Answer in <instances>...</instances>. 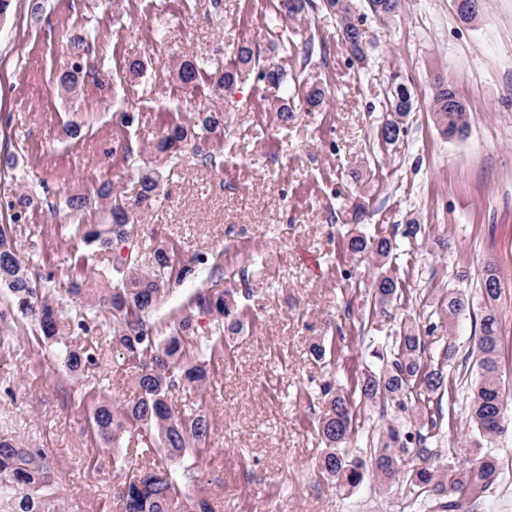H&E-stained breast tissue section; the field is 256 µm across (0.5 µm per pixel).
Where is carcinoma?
<instances>
[{
	"label": "carcinoma",
	"mask_w": 512,
	"mask_h": 512,
	"mask_svg": "<svg viewBox=\"0 0 512 512\" xmlns=\"http://www.w3.org/2000/svg\"><path fill=\"white\" fill-rule=\"evenodd\" d=\"M351 4L352 0H320V7L339 20L340 40L348 54L361 62L366 58V49L359 18L351 16ZM367 6L374 18L384 20L396 15L400 0H367ZM312 7L313 0H280V11L288 17ZM246 68L257 70L261 81L288 88V69L283 65H261L259 56L248 45L240 47L236 60L224 67L217 86L234 84ZM98 71V62L86 52L60 73L58 83L70 93L78 84L96 79ZM204 72L205 63L182 61L177 79L185 87H196ZM415 105L412 89L399 74H394L378 140L387 145L397 143L405 134V119ZM431 110L444 137L468 138L466 107L444 79L434 86ZM225 128L223 110L196 112L190 120L170 126L154 143L153 150L177 159L191 148L203 164L217 169L222 165L219 143ZM159 188L158 175L142 172L138 192L130 203L106 180L97 189L96 203L109 208L111 223L60 225L64 240L93 244L110 255L109 266L97 274L96 282L75 279L61 290L51 279L22 263L14 244L13 224L38 209L54 216L61 212L72 214L86 207L87 198L76 194L61 202L58 194L45 185L39 194L22 185L12 189L6 200L11 223L0 224V287L20 313L35 317L38 344L52 347L55 356L62 359L60 381L89 374L114 349L122 352L134 369L137 399L124 408L117 409L109 393L95 382L87 384L83 396L91 407L87 433L95 443L115 445L129 432L136 436L140 455L158 454L141 467L129 458L120 465L127 471L116 491L121 512H214L209 500L196 490V469L213 430L212 421L202 411L187 417L174 414L173 394L183 386L193 387L202 396L208 392L214 359L224 355L228 339L241 333L247 311L240 307L231 290L199 288L167 327L151 322L150 314L171 283L194 273L193 267L182 265L179 249L170 241L157 240L143 254L131 237V212L150 205ZM367 216L366 207L355 204L351 217L355 229L344 239L343 249L359 258L385 260L397 250V242L360 231L357 225L365 223ZM480 292L482 311L475 336L477 372L471 383L468 411L478 439L467 451L468 457L463 461L451 457L442 462L434 446L444 420L439 400L436 411L428 412L427 421L420 428L411 431L394 421L382 431L378 446L369 457L349 452L355 441L360 407L378 404L405 412L409 405L426 396L436 394L441 398L453 391V379L445 363L454 358V345L444 348L440 361L426 359L425 337L409 326L398 332L389 349L373 352L380 365L365 370L356 379L352 393L330 381L315 388L302 386L297 391L295 400L305 403L316 415L313 424L323 446L316 470L322 481L344 494L352 493L370 477L383 490L405 483L412 489L418 507H424L420 498L427 494L436 500L441 512H472V505L498 483V459L494 449L484 443L507 431L506 411L512 396L505 391L499 363L502 328L496 309L502 288L491 264L482 274ZM402 294L398 277L383 270L374 276L371 296L376 313L392 316L391 309ZM63 304L70 306L75 336L60 334L57 307ZM469 309L470 301L465 295L448 292L444 305L448 317H457ZM100 316L112 322L108 343L83 344L81 335ZM202 319L208 321L205 332L199 331ZM310 352L326 365L335 364L336 338L319 339L312 343ZM55 485V470L42 449L25 448L17 438L0 434V493L10 512H50Z\"/></svg>",
	"instance_id": "obj_1"
}]
</instances>
